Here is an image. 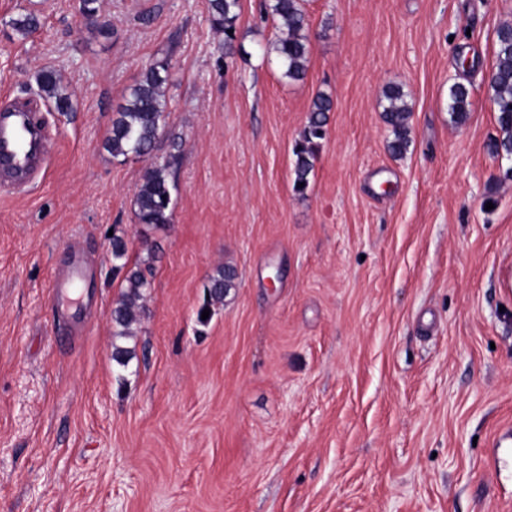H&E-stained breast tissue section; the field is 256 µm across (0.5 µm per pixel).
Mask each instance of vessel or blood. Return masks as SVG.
Masks as SVG:
<instances>
[{"label":"vessel or blood","mask_w":512,"mask_h":512,"mask_svg":"<svg viewBox=\"0 0 512 512\" xmlns=\"http://www.w3.org/2000/svg\"><path fill=\"white\" fill-rule=\"evenodd\" d=\"M37 103L31 99L0 101V193L26 191L50 158L52 134L38 119ZM87 282L80 264H73L52 283L54 301L73 299Z\"/></svg>","instance_id":"1"}]
</instances>
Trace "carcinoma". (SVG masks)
<instances>
[{
    "label": "carcinoma",
    "mask_w": 512,
    "mask_h": 512,
    "mask_svg": "<svg viewBox=\"0 0 512 512\" xmlns=\"http://www.w3.org/2000/svg\"><path fill=\"white\" fill-rule=\"evenodd\" d=\"M303 0H271L269 9L285 29L272 43L284 77L292 81L304 79L309 62V41L306 34L307 14ZM239 0H209V13L215 31L225 34L232 41L228 31L235 29L238 19ZM13 29L28 35L40 25L39 18L32 12L25 13L11 21ZM495 65L490 87L493 91V104L497 112L500 136L491 143V152L497 156H512V23H504L497 29ZM169 60L152 63L142 73L140 79L130 89L125 103L120 106L112 120V131L105 141V147L112 157L141 158L154 148L167 112L165 83ZM37 82L48 97L54 99L60 112L69 110V95L61 86L58 72L42 69L37 74ZM407 94L398 84H389L383 91V117L389 127L392 140L389 148L395 155H403L410 143V108ZM470 89L463 83H455L448 92V112L456 124L464 123L469 114ZM332 99L319 93L312 101L308 124L301 140L293 150L294 189L304 192L309 186V175L314 167L318 141L325 136L327 112L331 111ZM179 163V154L169 153L160 162L153 163L135 192V218L140 224L165 225L170 223L171 192L168 176ZM236 270L224 266L212 276L207 286L202 309H211L224 302V297L235 286ZM126 290L112 310V320L121 328L120 334L128 333L141 308L149 282L139 269H130L125 275Z\"/></svg>",
    "instance_id": "1"
}]
</instances>
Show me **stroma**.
Returning a JSON list of instances; mask_svg holds the SVG:
<instances>
[{
	"instance_id": "stroma-1",
	"label": "stroma",
	"mask_w": 512,
	"mask_h": 512,
	"mask_svg": "<svg viewBox=\"0 0 512 512\" xmlns=\"http://www.w3.org/2000/svg\"><path fill=\"white\" fill-rule=\"evenodd\" d=\"M240 3L228 47L208 0H100L95 24L79 0H0V97L40 99L56 132L44 176L0 195V512H512V160L489 150L512 0H304L297 82L268 52V0ZM163 58L154 157L180 161L156 227L134 216L150 161L104 143ZM43 68L71 111L42 97ZM389 84L412 112L400 157ZM320 92L333 107L299 194L292 148ZM116 237L152 264L130 336ZM75 250L96 288L70 343L50 291ZM224 265L235 286L200 324ZM470 89L463 83H454L448 92V112L455 124H463L469 114ZM407 94L398 84H389L383 91V117L393 136L389 148L395 155H403L410 143L409 118L410 108L406 101Z\"/></svg>"
}]
</instances>
